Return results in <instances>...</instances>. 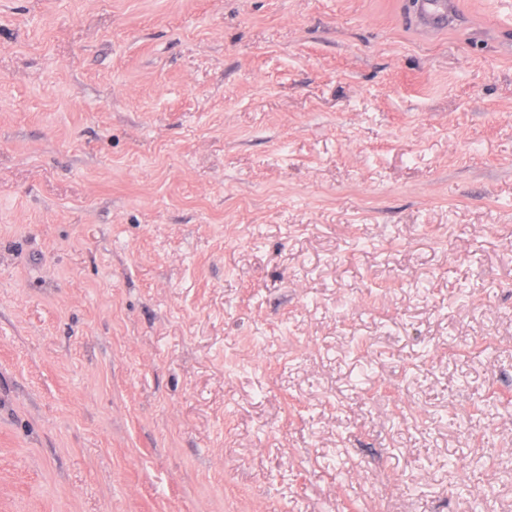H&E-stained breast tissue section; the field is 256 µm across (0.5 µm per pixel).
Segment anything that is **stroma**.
I'll use <instances>...</instances> for the list:
<instances>
[{
	"label": "stroma",
	"mask_w": 512,
	"mask_h": 512,
	"mask_svg": "<svg viewBox=\"0 0 512 512\" xmlns=\"http://www.w3.org/2000/svg\"><path fill=\"white\" fill-rule=\"evenodd\" d=\"M0 0V512H512V0ZM415 8V18L425 28L439 29L447 22L448 10L445 9L444 2L419 0L416 2Z\"/></svg>",
	"instance_id": "obj_1"
}]
</instances>
